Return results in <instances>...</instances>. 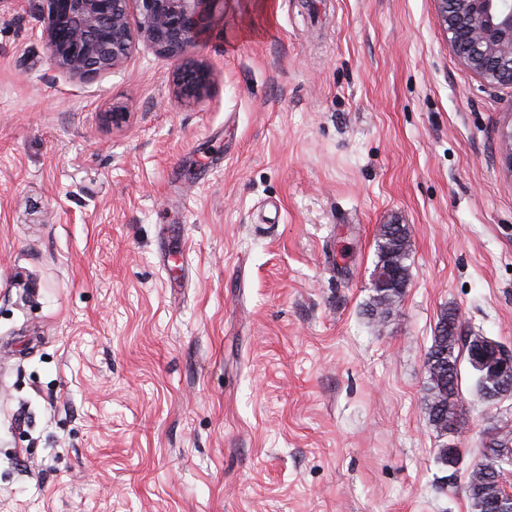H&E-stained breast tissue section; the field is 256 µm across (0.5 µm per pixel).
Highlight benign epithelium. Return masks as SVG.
Masks as SVG:
<instances>
[{
	"mask_svg": "<svg viewBox=\"0 0 512 512\" xmlns=\"http://www.w3.org/2000/svg\"><path fill=\"white\" fill-rule=\"evenodd\" d=\"M42 14L52 65L80 79L120 67L137 42L178 62L175 94L196 103L213 84L209 66L188 58L219 0H30ZM456 57L489 88L512 87V0H437ZM493 358L470 353L479 374L512 378V350L493 343Z\"/></svg>",
	"mask_w": 512,
	"mask_h": 512,
	"instance_id": "benign-epithelium-1",
	"label": "benign epithelium"
}]
</instances>
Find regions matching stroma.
I'll return each instance as SVG.
<instances>
[{"mask_svg":"<svg viewBox=\"0 0 512 512\" xmlns=\"http://www.w3.org/2000/svg\"><path fill=\"white\" fill-rule=\"evenodd\" d=\"M42 28L0 0V512H470L512 398L462 367L446 470L424 361L451 309L512 349V88L436 0H218L197 103L142 43L70 77ZM385 224L412 257L378 326ZM377 247V262L375 264L374 270L372 272L373 275L379 271L383 270L386 267V263L389 260H396L400 263V268L402 269V280L403 287L405 288L409 279V269H410V261L411 258V243L409 230L405 224H385L380 230L378 238L376 240ZM390 258V259H389ZM383 274L378 273L374 279V285L376 288L385 287V282L388 281L393 272L390 269H386L382 271ZM374 288V290H376ZM372 290L373 294L371 296L370 305L368 306L367 312L369 316H374L379 319V321L388 318L400 305V301L396 300L397 305L394 309L381 311L375 314L377 306L380 304V301L375 298L377 292ZM487 433V434H486ZM485 437L483 439L482 448L480 451V457L474 463V470L471 473V469L467 474V478L472 474L474 479L482 478L484 475H492L493 473L490 470L493 469L495 463H498L493 460V458L489 457L486 453V448H491V450L495 451L494 448L500 449V451L506 453L504 448H509L504 446L503 442H511L512 448V425H500L496 427H491L486 432ZM509 448V449H511ZM466 478V479H467Z\"/></svg>","mask_w":512,"mask_h":512,"instance_id":"35a3bbf8","label":"stroma"}]
</instances>
